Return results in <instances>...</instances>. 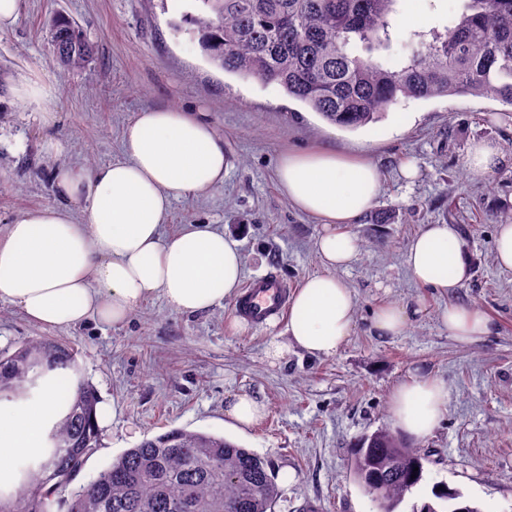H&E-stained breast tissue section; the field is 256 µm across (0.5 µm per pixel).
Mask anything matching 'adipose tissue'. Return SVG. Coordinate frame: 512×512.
Returning a JSON list of instances; mask_svg holds the SVG:
<instances>
[{
	"instance_id": "1",
	"label": "adipose tissue",
	"mask_w": 512,
	"mask_h": 512,
	"mask_svg": "<svg viewBox=\"0 0 512 512\" xmlns=\"http://www.w3.org/2000/svg\"><path fill=\"white\" fill-rule=\"evenodd\" d=\"M122 158L76 171L54 170L56 206L17 218L0 239V302L43 326L125 323L143 300L159 293L174 311L195 315L235 295L243 274L239 243L209 224H189L164 236L175 201L208 193L224 182V141L212 124L188 109L147 107L123 132ZM280 189L299 211L326 227L317 241L325 272L305 279L290 303L287 341L271 358L297 348L313 357L336 355L349 338L356 299L337 277L357 256L353 235L335 232L356 223L377 199V165L335 152H291L278 166ZM413 278L450 294L469 263L456 231L432 224L406 255ZM441 380L414 374L393 394L390 410L404 434L429 436L448 411ZM63 415L51 384L34 401H0V489L18 479L11 461L39 458L48 430Z\"/></svg>"
}]
</instances>
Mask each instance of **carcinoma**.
<instances>
[{
  "instance_id": "cac0c4a2",
  "label": "carcinoma",
  "mask_w": 512,
  "mask_h": 512,
  "mask_svg": "<svg viewBox=\"0 0 512 512\" xmlns=\"http://www.w3.org/2000/svg\"><path fill=\"white\" fill-rule=\"evenodd\" d=\"M183 22L224 72L279 86L328 123L358 129L399 99L489 97L512 107V0H458L448 24L393 49L398 0H199ZM58 61L80 68L93 48L69 17L50 21ZM78 373L74 350L37 339L0 354V398L24 401L47 378ZM64 415L40 464L0 491V512H53L65 475L99 444L94 387L79 377L56 388ZM425 454L380 428L352 449L350 469L383 488L381 512H396L423 480ZM272 462L222 436L172 428L127 449L97 479L71 494L67 512H272L282 488ZM447 507L478 508L445 484Z\"/></svg>"
}]
</instances>
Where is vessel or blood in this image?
<instances>
[{
	"instance_id": "b4317fda",
	"label": "vessel or blood",
	"mask_w": 512,
	"mask_h": 512,
	"mask_svg": "<svg viewBox=\"0 0 512 512\" xmlns=\"http://www.w3.org/2000/svg\"><path fill=\"white\" fill-rule=\"evenodd\" d=\"M288 307V285L269 273L250 280L243 288L236 304L238 318L264 325L278 319Z\"/></svg>"
}]
</instances>
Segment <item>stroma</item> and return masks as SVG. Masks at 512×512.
Instances as JSON below:
<instances>
[{"label":"stroma","mask_w":512,"mask_h":512,"mask_svg":"<svg viewBox=\"0 0 512 512\" xmlns=\"http://www.w3.org/2000/svg\"><path fill=\"white\" fill-rule=\"evenodd\" d=\"M186 0H20L16 25L0 32V238L14 220L57 205L51 174L61 165L93 167L120 158L123 130L146 107L202 111L224 140L227 165L216 190L173 203L166 235L213 224L237 239L244 280L277 272L296 293L324 272L318 221L280 191L277 165L291 151L331 149L376 163L382 193L342 232L360 242L337 270L356 298L355 323L335 356L298 349L268 356L287 318L257 327L239 319L234 299L196 315L170 309L161 295L115 326L43 327L0 303V351L38 338L71 346L99 397L100 444L70 481L85 486L124 451L171 428L225 437L278 466L283 495L274 512H378L350 472L355 440L393 427V393L413 374L442 380L447 414L415 446L428 453L424 478L397 512L432 501L439 484L480 512H512V272L495 262L497 225L512 223V113L487 97L403 100L355 130L323 120L274 85L224 72L183 29ZM71 17L94 45L79 69L60 64L47 23ZM47 87L51 121L14 104L22 82ZM61 153H48V141ZM495 143L504 160L490 176L465 167L474 142ZM413 177H405V168ZM431 224L452 225L470 264L455 294L415 283L406 265L411 240ZM479 311L491 334L449 336V305ZM404 310L402 335L382 337L373 313ZM247 394L265 408L245 430L226 404Z\"/></svg>","instance_id":"stroma-1"}]
</instances>
